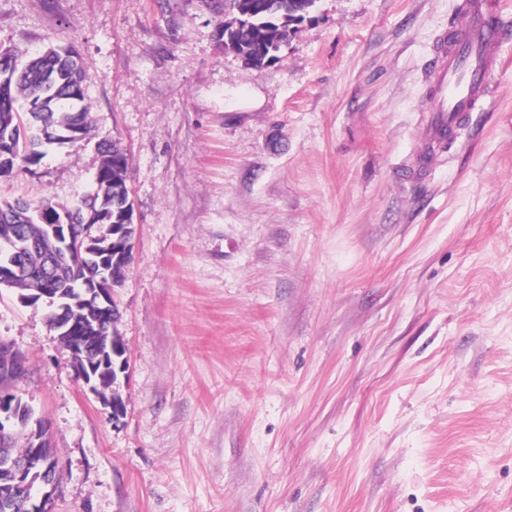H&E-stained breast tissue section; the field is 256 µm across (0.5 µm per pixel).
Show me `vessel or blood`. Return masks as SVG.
Wrapping results in <instances>:
<instances>
[{
  "mask_svg": "<svg viewBox=\"0 0 512 512\" xmlns=\"http://www.w3.org/2000/svg\"><path fill=\"white\" fill-rule=\"evenodd\" d=\"M511 36L495 0H462L454 37L442 34L433 44L427 125L433 143L447 144L449 130L484 109L500 48Z\"/></svg>",
  "mask_w": 512,
  "mask_h": 512,
  "instance_id": "obj_1",
  "label": "vessel or blood"
}]
</instances>
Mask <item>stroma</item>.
Segmentation results:
<instances>
[{
	"instance_id": "obj_1",
	"label": "stroma",
	"mask_w": 512,
	"mask_h": 512,
	"mask_svg": "<svg viewBox=\"0 0 512 512\" xmlns=\"http://www.w3.org/2000/svg\"><path fill=\"white\" fill-rule=\"evenodd\" d=\"M460 2L318 0L254 67L210 0H0V45L74 53L91 106L0 200L71 206L101 142L129 157L120 420L0 290L54 512H512V41L414 171Z\"/></svg>"
}]
</instances>
